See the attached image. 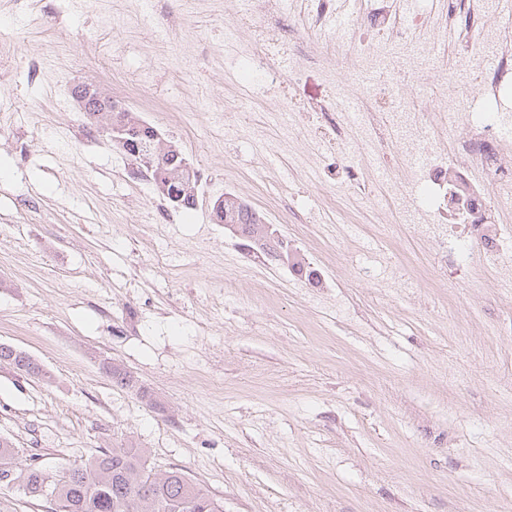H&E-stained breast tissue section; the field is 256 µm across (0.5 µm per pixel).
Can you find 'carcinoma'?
<instances>
[{"instance_id": "cac0c4a2", "label": "carcinoma", "mask_w": 512, "mask_h": 512, "mask_svg": "<svg viewBox=\"0 0 512 512\" xmlns=\"http://www.w3.org/2000/svg\"><path fill=\"white\" fill-rule=\"evenodd\" d=\"M237 230L252 239L259 216L249 207L233 208ZM13 358L27 375L41 373L26 357L0 348V360ZM19 451L0 439V494L17 490L27 497H43L47 479L56 474L40 455L32 454L26 465L18 463ZM16 465L4 480V467ZM54 512H224V505L211 497L179 470L159 472L149 465L144 448H107L71 469L65 480L53 485Z\"/></svg>"}]
</instances>
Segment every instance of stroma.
<instances>
[{
  "mask_svg": "<svg viewBox=\"0 0 512 512\" xmlns=\"http://www.w3.org/2000/svg\"><path fill=\"white\" fill-rule=\"evenodd\" d=\"M178 2L172 27L169 0H142L116 32L63 0H43L61 15L33 29L0 0V27L40 62L0 82L19 107L0 132V345L44 372L0 364V438L59 468L144 448L224 512H512V295L475 248L447 264V237L414 238L394 209L266 150L279 116L242 85L230 0ZM186 42L203 58L167 66ZM84 82L180 147L195 209H172L107 136L77 142ZM326 91L310 66L286 101ZM188 97L204 106L187 117ZM234 106L258 135L214 126ZM227 193L289 263L251 260L212 221L207 200ZM163 221L155 256L143 240Z\"/></svg>",
  "mask_w": 512,
  "mask_h": 512,
  "instance_id": "1",
  "label": "stroma"
}]
</instances>
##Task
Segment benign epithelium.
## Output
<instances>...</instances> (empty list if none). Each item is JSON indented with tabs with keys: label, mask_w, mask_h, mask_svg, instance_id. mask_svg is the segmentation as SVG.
I'll return each mask as SVG.
<instances>
[{
	"label": "benign epithelium",
	"mask_w": 512,
	"mask_h": 512,
	"mask_svg": "<svg viewBox=\"0 0 512 512\" xmlns=\"http://www.w3.org/2000/svg\"><path fill=\"white\" fill-rule=\"evenodd\" d=\"M82 89V95L76 97L78 104L84 105L86 96L98 99L100 107L93 118L117 147L126 152L133 139L148 134L151 143L143 146V151L135 153L134 157L153 172L154 182L172 204L182 203L183 197L198 184V174L186 157L174 144L165 141L156 128L129 119L126 108L104 96L95 85L85 84Z\"/></svg>",
	"instance_id": "7a95c632"
}]
</instances>
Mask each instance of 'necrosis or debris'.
<instances>
[{
    "mask_svg": "<svg viewBox=\"0 0 512 512\" xmlns=\"http://www.w3.org/2000/svg\"><path fill=\"white\" fill-rule=\"evenodd\" d=\"M270 2L247 0L246 6L235 9L232 27L243 39L246 81L277 105L286 81L301 73V52L290 35L289 20H267ZM336 2L313 0L312 33L326 43L349 41L353 59L346 66L323 57L317 63L332 87L354 90L355 103L394 113L399 149L415 161L402 187L410 200L402 209L403 222L423 215L426 222L419 230L428 236L447 217L462 216L470 242L498 264L500 279H512V238L485 231L495 213L512 207V141L499 130L501 108L512 105V11L502 7L500 0H482L479 13L469 12L462 18L451 13L437 19L436 35L456 27L469 50L456 60L454 92L406 112L402 109L403 73L418 63L431 70L438 66L434 38L413 37L424 26V18L399 16L393 13L391 0H380L374 13L343 32L330 25ZM436 110L461 118L457 138L468 159L466 165L449 167L446 152L433 140L430 126ZM315 112L316 120L306 134L324 144L321 158L331 161L337 184L373 206L392 202L389 192L368 188L361 177L366 156L381 162L387 159L374 120H366L364 135L352 141L345 137L335 113L322 106Z\"/></svg>",
    "mask_w": 512,
    "mask_h": 512,
    "instance_id": "necrosis-or-debris-1",
    "label": "necrosis or debris"
}]
</instances>
